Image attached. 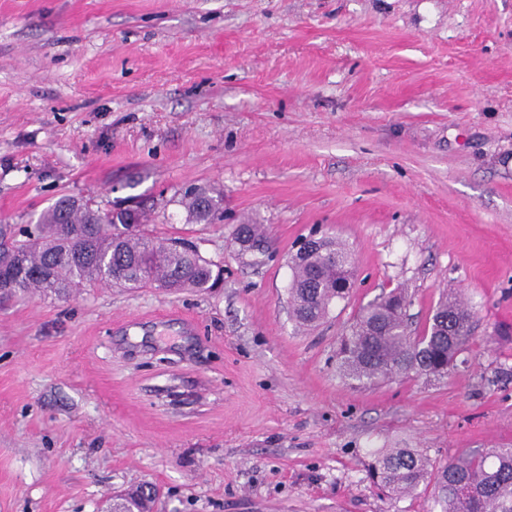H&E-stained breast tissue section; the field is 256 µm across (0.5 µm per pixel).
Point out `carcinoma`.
Here are the masks:
<instances>
[{
  "instance_id": "1",
  "label": "carcinoma",
  "mask_w": 512,
  "mask_h": 512,
  "mask_svg": "<svg viewBox=\"0 0 512 512\" xmlns=\"http://www.w3.org/2000/svg\"><path fill=\"white\" fill-rule=\"evenodd\" d=\"M181 204L196 224H210L224 212V196L206 187L186 192ZM150 211L140 200L104 210L92 198L70 195L33 225L0 224V279L12 284L0 294L60 295L95 283L128 289L154 284L172 292L215 287L221 278L215 264L145 229ZM236 235L240 250L265 253L262 225L241 224ZM351 266L350 248L332 236L312 254L291 260L289 298L298 326L321 322L334 301L347 297L338 287V270ZM406 304L403 293L391 292L359 309L336 352L343 379L374 386L397 375L440 377L454 366L469 341L471 310L450 292L433 310L427 329L414 336ZM370 475L387 493L433 489L439 512H512V448L465 452L442 462L418 448H386L374 453Z\"/></svg>"
}]
</instances>
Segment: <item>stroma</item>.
I'll list each match as a JSON object with an SVG mask.
<instances>
[{
    "instance_id": "35a3bbf8",
    "label": "stroma",
    "mask_w": 512,
    "mask_h": 512,
    "mask_svg": "<svg viewBox=\"0 0 512 512\" xmlns=\"http://www.w3.org/2000/svg\"><path fill=\"white\" fill-rule=\"evenodd\" d=\"M192 186L223 221H188ZM64 194L166 200L150 230L224 278L0 299V512H438L374 452L512 448V0H0V224ZM314 233L354 287L301 331ZM396 288L416 333L468 305L464 362L351 388L337 341ZM238 242L247 243V246H240L243 253L264 254L266 235L261 224H241L237 228Z\"/></svg>"
}]
</instances>
